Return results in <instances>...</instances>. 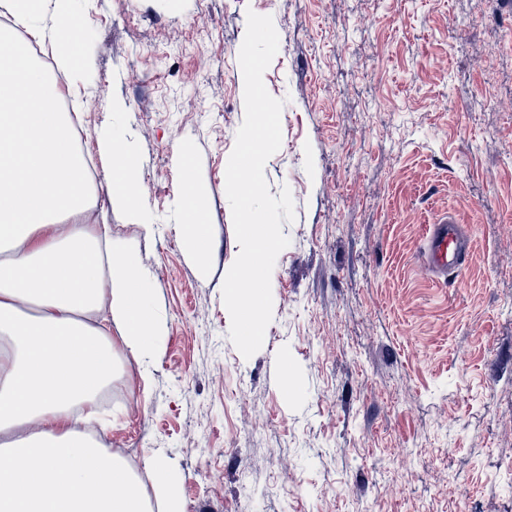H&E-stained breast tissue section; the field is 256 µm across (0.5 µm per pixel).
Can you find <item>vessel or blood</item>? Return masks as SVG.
Wrapping results in <instances>:
<instances>
[{"instance_id":"b4317fda","label":"vessel or blood","mask_w":512,"mask_h":512,"mask_svg":"<svg viewBox=\"0 0 512 512\" xmlns=\"http://www.w3.org/2000/svg\"><path fill=\"white\" fill-rule=\"evenodd\" d=\"M468 260V235L460 225L444 220L430 227L421 264L436 280L455 285Z\"/></svg>"}]
</instances>
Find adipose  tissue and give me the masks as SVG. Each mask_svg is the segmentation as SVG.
Returning a JSON list of instances; mask_svg holds the SVG:
<instances>
[{
  "mask_svg": "<svg viewBox=\"0 0 512 512\" xmlns=\"http://www.w3.org/2000/svg\"><path fill=\"white\" fill-rule=\"evenodd\" d=\"M77 0H0L11 17L0 29V512H183L158 455L138 473L109 452L96 432L108 428L97 395L116 375L120 354L144 365L160 355L150 277L106 224H76L94 189L74 144L62 94L42 64L14 49L24 35L48 49L80 93L82 43ZM108 203L156 226L138 194L139 170L122 136L102 133ZM177 211L190 255L211 243L190 160H183ZM61 230L46 234L47 226ZM108 306L98 310L99 297ZM37 421L25 435L16 428Z\"/></svg>",
  "mask_w": 512,
  "mask_h": 512,
  "instance_id": "obj_1",
  "label": "adipose tissue"
}]
</instances>
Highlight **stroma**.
I'll return each mask as SVG.
<instances>
[{
    "instance_id": "1",
    "label": "stroma",
    "mask_w": 512,
    "mask_h": 512,
    "mask_svg": "<svg viewBox=\"0 0 512 512\" xmlns=\"http://www.w3.org/2000/svg\"><path fill=\"white\" fill-rule=\"evenodd\" d=\"M272 16L264 84L283 100L271 195L290 244L273 318L244 358L222 284L240 247L225 170L244 119L246 14ZM76 111L98 202L152 279L163 325L151 370L122 356L100 435L135 470L160 452L184 512H512V0H80ZM140 172L146 235L103 211L99 135ZM190 156L212 247L175 220ZM465 225L455 287L420 265L430 225Z\"/></svg>"
}]
</instances>
